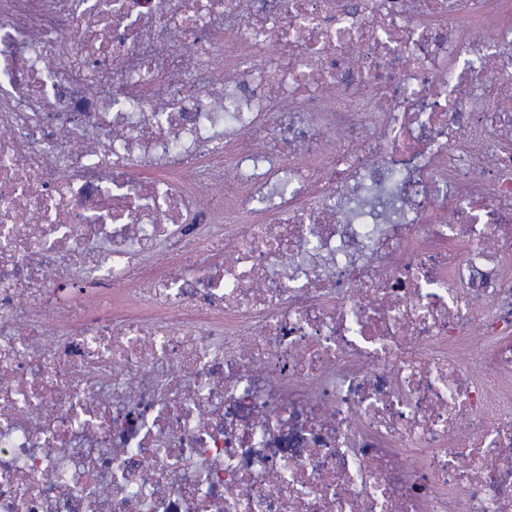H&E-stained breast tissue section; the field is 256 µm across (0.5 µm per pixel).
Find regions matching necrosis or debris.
I'll use <instances>...</instances> for the list:
<instances>
[{"instance_id": "necrosis-or-debris-1", "label": "necrosis or debris", "mask_w": 512, "mask_h": 512, "mask_svg": "<svg viewBox=\"0 0 512 512\" xmlns=\"http://www.w3.org/2000/svg\"><path fill=\"white\" fill-rule=\"evenodd\" d=\"M0 512H512V0H0Z\"/></svg>"}]
</instances>
